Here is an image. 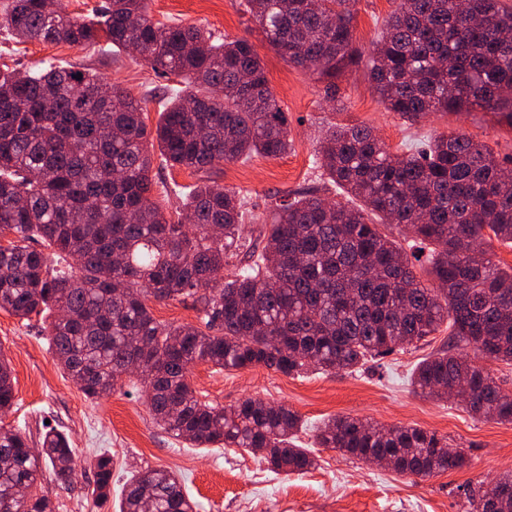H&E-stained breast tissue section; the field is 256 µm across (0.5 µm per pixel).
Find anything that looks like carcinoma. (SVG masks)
<instances>
[{
    "label": "carcinoma",
    "mask_w": 512,
    "mask_h": 512,
    "mask_svg": "<svg viewBox=\"0 0 512 512\" xmlns=\"http://www.w3.org/2000/svg\"><path fill=\"white\" fill-rule=\"evenodd\" d=\"M357 0H243L289 65L308 70L336 101V80L359 63ZM0 30L18 41L82 47L100 36L181 88L144 101L93 73L50 64L0 69V310L21 319L52 314L56 364L89 398L109 395L146 359L140 382L156 422L196 447L261 454L273 472L304 473L315 463L295 443L301 417L284 404L248 398L230 408L201 402L188 371L197 362L224 369L264 366L284 375L311 369L354 371L416 344L448 323V348L413 375L421 393L457 397L476 416L512 423V394L463 354L512 363V268L481 248L484 231L512 243V178L494 150L458 133L430 136L397 156L365 125L323 135L315 164L360 207L318 190L269 196L271 222L245 238L247 196L203 182L183 192L172 221L152 201L148 145L167 167L207 171L254 153L291 149L288 118L265 68L245 38L219 41L195 26L153 20L147 0H104L89 20L62 0H0ZM365 67L382 103L415 121L435 112L486 110L512 126V6L502 0H400L385 20ZM374 215L380 223L370 221ZM404 227L412 255L382 233ZM425 286L414 261L427 245ZM233 258L239 266L229 275ZM191 300L202 326L163 325L148 302ZM15 400L0 351V411ZM320 448L360 461L387 460L425 479L464 466L448 441L412 426L341 416L317 429ZM42 457L26 434L0 426V512H55L37 487L43 469L68 485L76 461L50 429ZM91 491L107 502L112 457L95 456ZM469 512H512V473L468 493ZM194 512L176 475L151 469L125 484L119 512Z\"/></svg>",
    "instance_id": "1"
}]
</instances>
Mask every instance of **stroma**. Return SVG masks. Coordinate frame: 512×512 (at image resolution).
<instances>
[{
  "instance_id": "stroma-1",
  "label": "stroma",
  "mask_w": 512,
  "mask_h": 512,
  "mask_svg": "<svg viewBox=\"0 0 512 512\" xmlns=\"http://www.w3.org/2000/svg\"><path fill=\"white\" fill-rule=\"evenodd\" d=\"M398 0H358L354 36L370 53ZM149 13L163 23L193 25L229 38H246L262 60L281 111L288 115L292 148L278 158L253 156L248 162L217 165L210 178L247 195L252 203L243 221L246 236H257L268 221L267 199L307 188L336 202L348 197L314 160L318 139L331 125L372 127L392 153L407 154L414 138L463 133L488 144L499 158L512 156V126L491 112H439L410 122L381 102L365 67L341 76L340 100L330 105L322 83L283 60L259 25L245 14L241 0H149ZM46 61L97 73L107 83L144 100L148 125L160 119V107L148 98L164 86L144 61L113 50L106 40L84 47L64 43H17L0 35V65L27 68ZM153 201L168 218L182 206L174 185L199 182L183 168H153ZM45 320H22L0 310V352L10 361L15 404L0 423L24 432L38 445L46 427L63 432L74 451L77 473L71 486L44 479L56 512H117L123 485L133 473L162 468L181 474L195 512H468L467 487L512 472V424L472 417L454 398L436 399L415 391L410 375L424 358L448 342L440 327L418 348L398 350L355 372L308 371L286 376L262 366L227 370L209 363L191 367L189 381L197 397L223 407L248 398L286 405L302 418L299 443L310 450L315 468L302 474L270 471L260 455L240 448H197L174 438L153 420L138 379L124 381L109 397L86 398L56 364L45 334ZM351 416L385 426H415L447 437L467 463L426 480L317 447V427L328 419ZM101 453L113 461L112 490L97 507L91 495L92 459Z\"/></svg>"
}]
</instances>
